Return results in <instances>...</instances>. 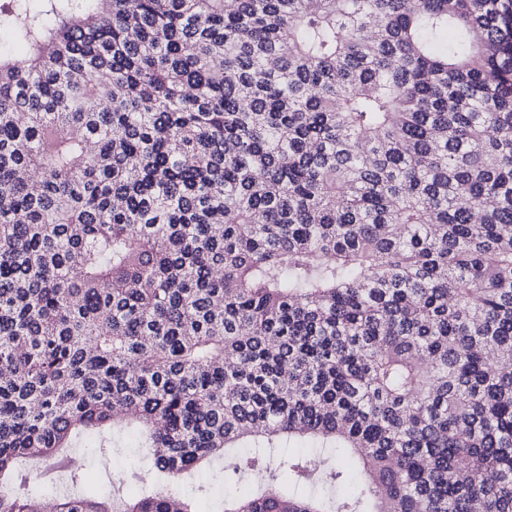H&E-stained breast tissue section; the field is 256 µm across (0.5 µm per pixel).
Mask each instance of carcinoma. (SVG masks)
<instances>
[{"label":"carcinoma","instance_id":"carcinoma-1","mask_svg":"<svg viewBox=\"0 0 512 512\" xmlns=\"http://www.w3.org/2000/svg\"><path fill=\"white\" fill-rule=\"evenodd\" d=\"M2 28L0 512H43L18 463L131 435L184 495L53 512H200L228 465L256 486L213 512H512V0Z\"/></svg>","mask_w":512,"mask_h":512}]
</instances>
